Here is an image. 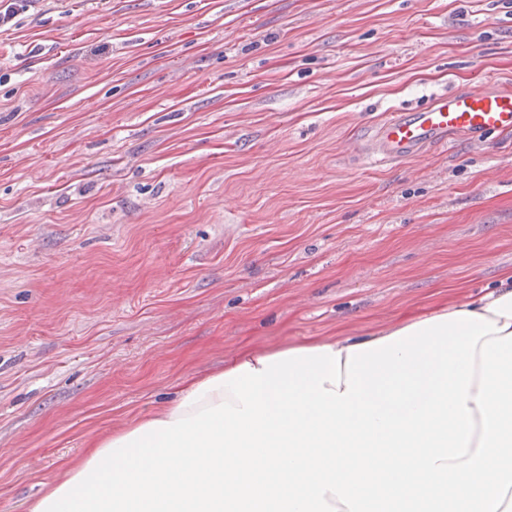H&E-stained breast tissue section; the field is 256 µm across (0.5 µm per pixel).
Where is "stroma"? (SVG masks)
I'll list each match as a JSON object with an SVG mask.
<instances>
[{
	"instance_id": "stroma-1",
	"label": "stroma",
	"mask_w": 512,
	"mask_h": 512,
	"mask_svg": "<svg viewBox=\"0 0 512 512\" xmlns=\"http://www.w3.org/2000/svg\"><path fill=\"white\" fill-rule=\"evenodd\" d=\"M512 84V0H38L0 33V512L182 379L512 271V133L380 167L389 110Z\"/></svg>"
}]
</instances>
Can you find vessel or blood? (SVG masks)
Segmentation results:
<instances>
[{
	"mask_svg": "<svg viewBox=\"0 0 512 512\" xmlns=\"http://www.w3.org/2000/svg\"><path fill=\"white\" fill-rule=\"evenodd\" d=\"M512 131V86L471 85L436 94L424 108L393 112L359 147L365 163H400L463 134Z\"/></svg>",
	"mask_w": 512,
	"mask_h": 512,
	"instance_id": "obj_1",
	"label": "vessel or blood"
}]
</instances>
